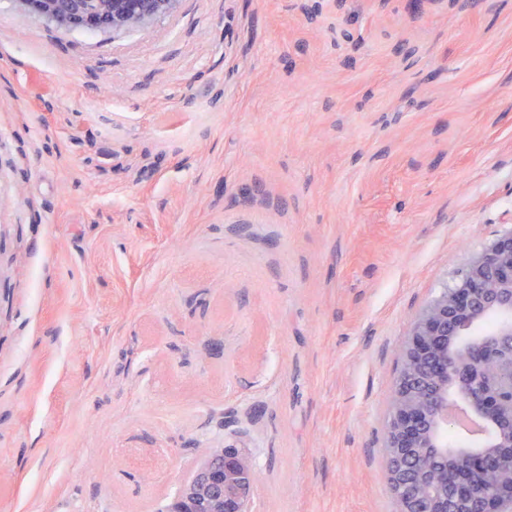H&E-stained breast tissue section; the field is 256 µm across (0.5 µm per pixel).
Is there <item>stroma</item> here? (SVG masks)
Instances as JSON below:
<instances>
[{
    "mask_svg": "<svg viewBox=\"0 0 512 512\" xmlns=\"http://www.w3.org/2000/svg\"><path fill=\"white\" fill-rule=\"evenodd\" d=\"M512 228V0H0V512H397L414 317ZM179 0H15L63 28L98 27L113 33L147 27L173 12ZM260 474L245 448H198L195 469L164 512H247L254 499Z\"/></svg>",
    "mask_w": 512,
    "mask_h": 512,
    "instance_id": "stroma-1",
    "label": "stroma"
}]
</instances>
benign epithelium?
I'll return each mask as SVG.
<instances>
[{"instance_id": "1", "label": "benign epithelium", "mask_w": 512, "mask_h": 512, "mask_svg": "<svg viewBox=\"0 0 512 512\" xmlns=\"http://www.w3.org/2000/svg\"><path fill=\"white\" fill-rule=\"evenodd\" d=\"M63 28L114 33L144 28L179 0H15ZM499 319L491 336L474 325ZM383 453L400 512H512V404L485 376L493 365L512 376V229L472 253L453 283L415 317L401 348ZM468 413L479 439L448 449V430ZM492 467L494 492L472 497L473 481ZM260 474L244 448L197 449L195 469L164 512H248Z\"/></svg>"}]
</instances>
